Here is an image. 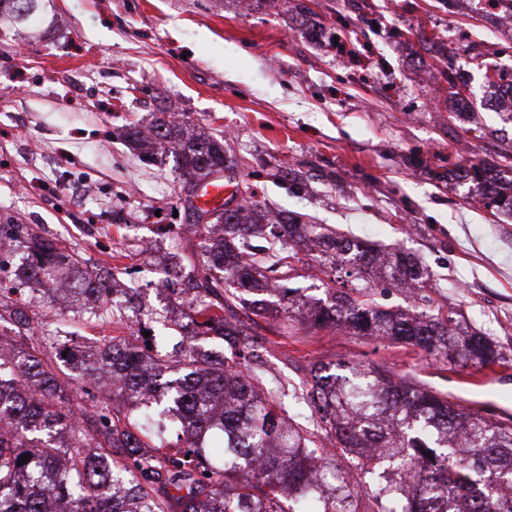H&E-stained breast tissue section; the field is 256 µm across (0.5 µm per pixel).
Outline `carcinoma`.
Wrapping results in <instances>:
<instances>
[{
    "mask_svg": "<svg viewBox=\"0 0 512 512\" xmlns=\"http://www.w3.org/2000/svg\"><path fill=\"white\" fill-rule=\"evenodd\" d=\"M45 14L50 0H0V21L14 24L21 3ZM145 160L172 154L184 179L200 239L197 261L175 271L188 298L187 322L160 316L168 336L147 345L125 307L103 308L105 288L86 313L112 317L127 336L81 346L39 331L12 296L35 279L56 292L84 257L23 224H0V241L24 249L26 264L0 279V322L40 345L0 356V512H357L367 499L378 512H512V423L466 410L448 396L380 366L312 364L310 377L270 375L254 362L251 328L224 312L248 310L283 324L282 333L343 328L355 336L419 348L428 359L486 367L506 362L499 345L443 314L428 295L407 311L377 301L370 275L393 288H422L433 277L412 252L383 251L325 224L293 216L272 223L259 206L208 211L191 205L200 179L224 171V139L202 137L156 113ZM478 159L467 175L483 185L486 207L512 214V153ZM212 218L200 223L202 216ZM347 268L350 282L327 288L313 305L290 286L308 246ZM280 273L276 278L271 273ZM277 287H268L270 280ZM212 336L224 352L201 353ZM61 359L66 378L56 372ZM103 370L99 394L75 384ZM176 434L178 450L158 453L149 440ZM353 455L359 474L390 467L375 487L348 482L336 451ZM26 463H20V457Z\"/></svg>",
    "mask_w": 512,
    "mask_h": 512,
    "instance_id": "1",
    "label": "carcinoma"
}]
</instances>
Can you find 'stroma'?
I'll return each mask as SVG.
<instances>
[{"label": "stroma", "instance_id": "stroma-1", "mask_svg": "<svg viewBox=\"0 0 512 512\" xmlns=\"http://www.w3.org/2000/svg\"><path fill=\"white\" fill-rule=\"evenodd\" d=\"M54 22L23 39L0 24V223L32 224L114 284L140 312L173 316L169 264L192 256L173 158L143 163L118 138L155 112L223 136L225 200L255 201L419 255L441 309L462 312L508 358L492 367L426 359L415 347L324 329L281 335L257 319L264 363L291 377L312 362L382 365L462 407L512 419V216L492 214L465 171L512 147V114L490 105L486 64L512 71V27L485 0H53ZM428 40H417L418 31ZM452 69L469 89L448 91ZM157 244L155 253L143 240ZM50 330L118 336L82 302Z\"/></svg>", "mask_w": 512, "mask_h": 512}]
</instances>
